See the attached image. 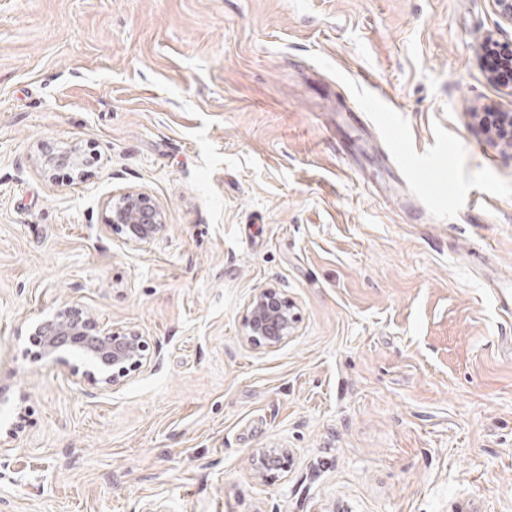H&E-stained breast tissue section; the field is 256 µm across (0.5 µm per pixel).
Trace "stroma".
Returning <instances> with one entry per match:
<instances>
[{
	"instance_id": "obj_1",
	"label": "stroma",
	"mask_w": 512,
	"mask_h": 512,
	"mask_svg": "<svg viewBox=\"0 0 512 512\" xmlns=\"http://www.w3.org/2000/svg\"><path fill=\"white\" fill-rule=\"evenodd\" d=\"M490 34L491 0H0V512H512ZM127 189L149 244L106 223ZM271 284L299 322L257 347ZM64 306L150 366L39 357ZM41 154L45 169L67 166L77 170L78 175H82L84 172L82 155L76 148L56 150L53 147L43 146ZM107 223L124 232L128 242L136 245L149 244L167 227L163 208L143 189L121 193L110 207ZM293 304L275 286L259 289L247 303V339L258 346L275 348L296 329ZM256 470L261 478H273L279 471L288 468V454L277 448L264 451L256 461Z\"/></svg>"
}]
</instances>
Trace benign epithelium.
Returning <instances> with one entry per match:
<instances>
[{"label": "benign epithelium", "instance_id": "7a95c632", "mask_svg": "<svg viewBox=\"0 0 512 512\" xmlns=\"http://www.w3.org/2000/svg\"><path fill=\"white\" fill-rule=\"evenodd\" d=\"M500 131L491 135V142L512 149V113L499 112ZM43 166H67L84 172L80 152L71 148L41 149ZM110 227L124 232L127 240L136 245L152 242L166 230L165 213L153 196L143 189H130L120 194L107 217ZM296 315L293 304L274 286L259 289L247 303V339L258 346L275 348L293 335ZM32 335L41 340L44 354L58 359L62 351H76L87 362L88 373L99 375L107 385H116L130 371L150 364L148 344L142 336L118 328L101 326L74 307H63L55 315L34 326ZM262 478H273L288 468V454L277 448L263 452L256 461Z\"/></svg>", "mask_w": 512, "mask_h": 512}]
</instances>
